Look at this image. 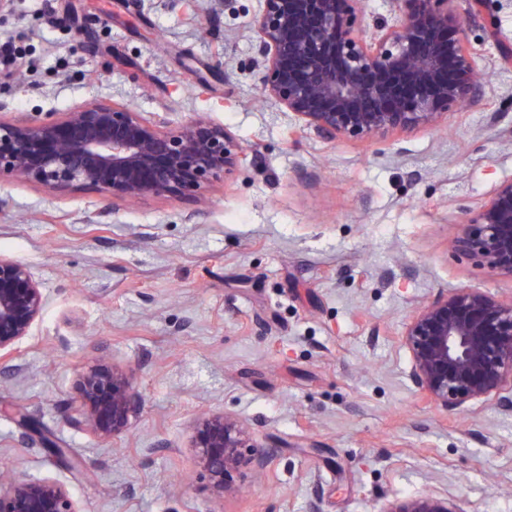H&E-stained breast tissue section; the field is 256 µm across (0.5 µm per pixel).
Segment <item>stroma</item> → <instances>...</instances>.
Here are the masks:
<instances>
[{
  "instance_id": "stroma-1",
  "label": "stroma",
  "mask_w": 512,
  "mask_h": 512,
  "mask_svg": "<svg viewBox=\"0 0 512 512\" xmlns=\"http://www.w3.org/2000/svg\"><path fill=\"white\" fill-rule=\"evenodd\" d=\"M255 0H12L0 100L40 118L113 98L206 119L254 160L194 197L111 205L0 178V257L45 296L0 354V468L64 485L82 512H382L429 492L512 512V415L444 412L407 378L402 337L441 292L507 300L512 280L450 239L512 179V0L469 28L482 98L438 126L360 143L289 136L254 71ZM194 215L186 223V215ZM116 365L141 397L126 432L69 418L79 374ZM242 420L268 454L217 497L195 460L199 419ZM28 415L81 463L22 443Z\"/></svg>"
}]
</instances>
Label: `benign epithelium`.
Masks as SVG:
<instances>
[{"label": "benign epithelium", "mask_w": 512, "mask_h": 512, "mask_svg": "<svg viewBox=\"0 0 512 512\" xmlns=\"http://www.w3.org/2000/svg\"><path fill=\"white\" fill-rule=\"evenodd\" d=\"M360 0H259L254 61L263 96L306 133L332 142L436 125L448 107L481 97L476 49L466 28L498 39L483 0H393L400 17L367 35ZM245 151L228 127L144 116L125 102L95 99L61 115L0 118V177L51 192L92 189L112 202L187 197L235 171ZM512 280V179L501 182L452 240ZM44 297L29 268L0 257V352L28 335ZM409 380L445 411L494 398L512 414V300L459 288L422 305L406 324ZM74 422L96 436L124 433L140 402L123 370L93 367L80 376ZM195 455L219 496L231 474L265 460L245 424L213 414L197 424ZM0 512H81L54 481L0 478ZM383 512H466L446 497L421 495Z\"/></svg>", "instance_id": "7a95c632"}]
</instances>
